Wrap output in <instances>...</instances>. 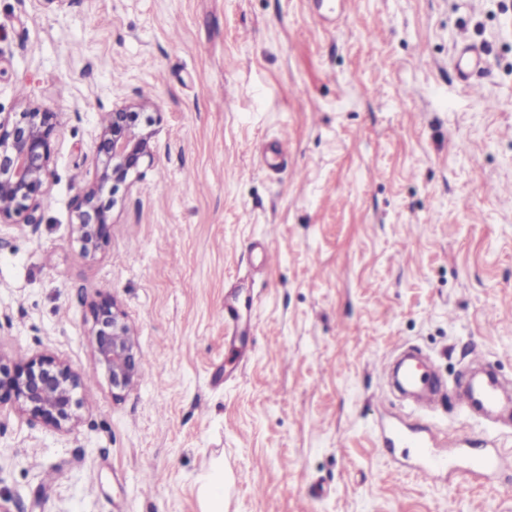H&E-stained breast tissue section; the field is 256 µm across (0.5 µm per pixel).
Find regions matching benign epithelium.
<instances>
[{"instance_id": "7a95c632", "label": "benign epithelium", "mask_w": 512, "mask_h": 512, "mask_svg": "<svg viewBox=\"0 0 512 512\" xmlns=\"http://www.w3.org/2000/svg\"><path fill=\"white\" fill-rule=\"evenodd\" d=\"M154 107L149 99H131L112 107L99 125L95 154L100 163L94 182L79 187L71 214L70 232L83 257L93 259L109 243L115 193L142 166H151L158 152L157 132L134 117ZM59 132L57 115L27 104L0 117V222L37 224L51 175L53 142ZM89 330L93 370L104 371L112 390L135 385L140 355L126 312L110 296L93 305ZM84 377L50 354L16 360L0 357V404L10 402L30 418L57 431L76 419Z\"/></svg>"}]
</instances>
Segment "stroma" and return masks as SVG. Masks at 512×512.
I'll return each instance as SVG.
<instances>
[{"mask_svg": "<svg viewBox=\"0 0 512 512\" xmlns=\"http://www.w3.org/2000/svg\"><path fill=\"white\" fill-rule=\"evenodd\" d=\"M140 96L158 154L88 260L100 117ZM23 102L60 133L39 223H0V356L93 380L66 432L0 405L9 512H200L218 460L226 512H512V424L454 394L478 363L512 382V0H0V113ZM104 296L142 359L118 398L87 336ZM408 346L435 409L382 371ZM398 422L497 436L508 465L426 481L377 443Z\"/></svg>", "mask_w": 512, "mask_h": 512, "instance_id": "35a3bbf8", "label": "stroma"}]
</instances>
